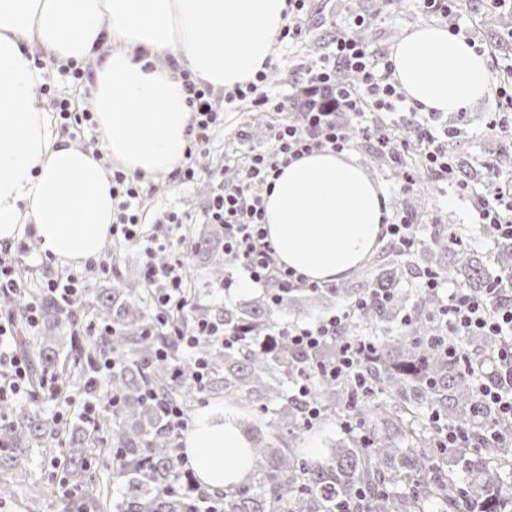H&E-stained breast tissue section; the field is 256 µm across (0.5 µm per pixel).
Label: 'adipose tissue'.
I'll return each mask as SVG.
<instances>
[{"instance_id": "adipose-tissue-1", "label": "adipose tissue", "mask_w": 512, "mask_h": 512, "mask_svg": "<svg viewBox=\"0 0 512 512\" xmlns=\"http://www.w3.org/2000/svg\"><path fill=\"white\" fill-rule=\"evenodd\" d=\"M287 22L288 0H0V250L29 233L57 263L92 264L112 229V179L38 107L44 70L29 47L82 69L105 151L150 177L184 158L193 114L183 72L217 91L247 84ZM105 38L113 49L102 54ZM390 58L407 102L425 112H460L492 89L487 56L435 23L402 35ZM385 203L355 157L316 151L274 178L264 227L279 263L333 283L386 238ZM184 444L211 490L245 473L249 442L223 408L197 411Z\"/></svg>"}]
</instances>
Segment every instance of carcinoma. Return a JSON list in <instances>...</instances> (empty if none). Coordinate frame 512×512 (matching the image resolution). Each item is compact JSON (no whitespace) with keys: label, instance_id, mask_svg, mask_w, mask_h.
Masks as SVG:
<instances>
[{"label":"carcinoma","instance_id":"1","mask_svg":"<svg viewBox=\"0 0 512 512\" xmlns=\"http://www.w3.org/2000/svg\"><path fill=\"white\" fill-rule=\"evenodd\" d=\"M451 157L459 178L471 184L475 166L454 152ZM409 173L415 174L417 215L434 186L416 154L397 165L398 179ZM415 228L414 245L395 244L355 283L291 292L270 285L257 298L226 294L222 303L213 293L233 266L224 229H196L186 278L198 287L190 289L186 317L222 322L224 332L238 337L232 344L200 338L195 355L208 371L199 386L177 339L148 334L152 290L138 287L139 273L89 289L79 310L35 291L39 329L18 337L30 361L32 392L52 375L61 401L75 390L84 397L114 394L121 406L90 425L77 415L63 422L37 404L0 403V502L22 491L30 478L26 464L35 458L61 466V473L58 484L37 489L33 508L46 502L54 512H97L102 489L90 485L89 470L96 452L108 448L118 455L112 470L120 484L117 512H185L198 475L181 471L162 407L178 405L187 414L209 395L244 411L242 429L251 441L246 474L212 494L224 499L223 512H512V445L490 441L501 425L483 423L474 412L475 386L484 382L480 369L491 363L494 341L473 336L484 356L448 357L440 348L448 339L440 324L447 300L420 288L433 275L472 296L496 288L501 301L512 302V240H496L490 259L459 224ZM331 296L348 305L366 301L344 333L374 347L364 367L370 392L361 395L352 377L309 381L322 421L353 414L359 424L328 455L309 460L298 452L307 428L293 385L312 362L336 356L337 347L300 355L284 334L283 315L325 314ZM86 314L115 332L81 339L75 324ZM162 347L165 360L156 357ZM105 356L118 363L91 381L92 364ZM146 388L156 402H142ZM436 413L465 429L466 445H441Z\"/></svg>","mask_w":512,"mask_h":512}]
</instances>
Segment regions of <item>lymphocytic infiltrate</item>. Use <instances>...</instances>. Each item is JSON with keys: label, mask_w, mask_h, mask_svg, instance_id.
I'll use <instances>...</instances> for the list:
<instances>
[{"label": "lymphocytic infiltrate", "mask_w": 512, "mask_h": 512, "mask_svg": "<svg viewBox=\"0 0 512 512\" xmlns=\"http://www.w3.org/2000/svg\"><path fill=\"white\" fill-rule=\"evenodd\" d=\"M364 20L349 18L342 31L332 42L331 50L319 67L311 72L303 89L307 110L294 124L278 126L270 148L253 150L244 156L236 177L224 180L212 193L206 208L208 223L224 227V247L236 259V271L242 272L255 283L276 282L282 289L307 287L304 277L280 264L275 249L264 229L263 194L281 166L314 151L336 153L350 149L353 138L347 125L338 119L339 111L352 112L360 130H368L365 106L374 111L395 110L404 100L392 79V63L387 52L372 47L356 37ZM345 66L358 77L355 91L337 88V67ZM266 73H258L246 86H235L224 95H215L211 86L186 80L189 93L187 102L194 112L190 128L192 138L186 148V163L175 172L184 181H193L200 175L192 157L209 142L210 135L219 125L225 105L245 102L257 112H279L284 102L271 99L265 92ZM418 143L425 171L440 181L454 178V163L442 146L447 140V129L429 122L418 124ZM489 197L481 198L477 210L481 229L495 238L512 239V193L503 192L500 174H493ZM112 199L115 203L112 220L114 239L142 246L146 262L144 282L155 293L159 325L169 335L178 337L186 350H193L201 336L224 339L222 326L208 321L184 325L170 320V309L179 307L183 300L186 280L184 275L186 253L182 248L181 229L184 219L178 214L165 215L161 224L166 231L159 236L146 234L143 215L145 208L136 178L122 170L112 172ZM165 262H158V255ZM353 314L346 306L312 322L289 324L287 335L292 346L304 354L336 344L340 347L337 358L318 362L311 372L319 377L335 380L357 371L369 350L368 343L344 339V328ZM442 323L455 341L448 354H455L457 343L471 336H488L498 341L494 361L499 369L495 384L480 386L477 410L493 414L500 422H512V303H502L495 289H488L480 297L459 292L448 295V310ZM15 336L13 321H0V401L18 400L28 396V368L9 345Z\"/></svg>", "instance_id": "1"}]
</instances>
